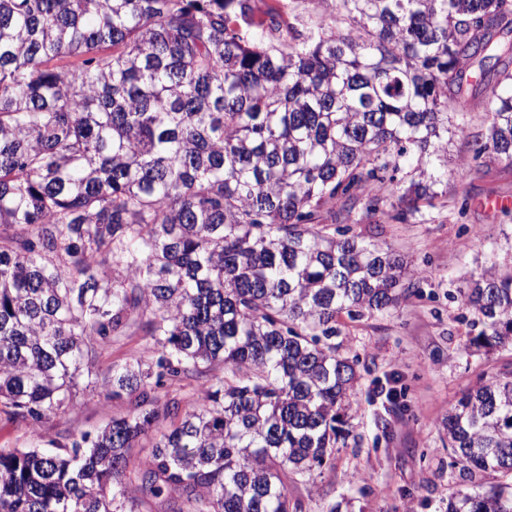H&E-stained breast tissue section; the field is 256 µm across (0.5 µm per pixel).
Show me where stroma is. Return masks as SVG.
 Listing matches in <instances>:
<instances>
[{"label": "stroma", "mask_w": 512, "mask_h": 512, "mask_svg": "<svg viewBox=\"0 0 512 512\" xmlns=\"http://www.w3.org/2000/svg\"><path fill=\"white\" fill-rule=\"evenodd\" d=\"M467 156L464 142H456L448 204L430 208L428 223L403 224L381 215L354 227L431 276L397 309L364 318L338 336L342 352L360 358L351 435L329 464L290 485L302 512H445L449 492L464 485L448 465L440 424L464 390L512 370L510 348L462 352L476 333L463 292L484 267L512 263L505 240L512 218L487 205L512 199V171L495 162L478 165ZM389 380L398 398L385 406L377 387ZM125 408L101 390H83L72 411L41 427L1 418L0 448H24L40 435L49 440L92 432Z\"/></svg>", "instance_id": "1"}]
</instances>
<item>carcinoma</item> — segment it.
Here are the masks:
<instances>
[{
    "label": "carcinoma",
    "mask_w": 512,
    "mask_h": 512,
    "mask_svg": "<svg viewBox=\"0 0 512 512\" xmlns=\"http://www.w3.org/2000/svg\"><path fill=\"white\" fill-rule=\"evenodd\" d=\"M285 7L0 0V415L47 423L84 381L128 405L0 448V512H298L288 480L349 437L360 359L334 339L422 274L352 225L403 183L393 219L424 217L459 139L512 170V0ZM463 304L468 352L512 346V267ZM135 332L157 360L95 370ZM443 426L468 481L501 476L448 512H512V371ZM467 108L470 112L465 115L469 122L470 132H481L489 125V116L484 111L482 96H476L469 100Z\"/></svg>",
    "instance_id": "carcinoma-1"
}]
</instances>
